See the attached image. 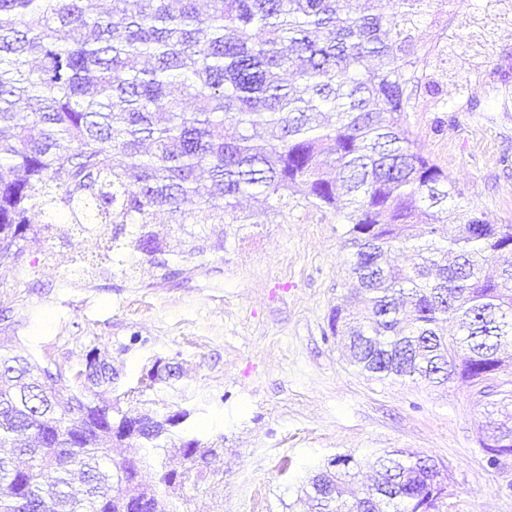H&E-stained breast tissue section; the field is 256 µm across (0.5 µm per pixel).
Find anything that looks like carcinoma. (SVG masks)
I'll return each instance as SVG.
<instances>
[{"instance_id":"1","label":"carcinoma","mask_w":512,"mask_h":512,"mask_svg":"<svg viewBox=\"0 0 512 512\" xmlns=\"http://www.w3.org/2000/svg\"><path fill=\"white\" fill-rule=\"evenodd\" d=\"M437 0H0V257L18 255L28 213L81 230L112 225L100 259L163 252L154 216L240 224V198L273 211L288 200L340 214L365 311L336 306L349 363L377 380L477 386L512 366V224L451 210L448 174L407 128L443 38L420 51ZM291 75L292 80L285 79ZM130 224L136 237L125 240ZM413 253L408 269L379 262ZM456 324L451 336L440 324ZM112 367L96 353L54 375L0 354V512H156L146 474L175 450L194 470L201 442L160 418L96 400ZM507 392L489 429L512 440ZM144 433L145 453L117 461L115 425ZM498 468L507 448H485ZM395 466L357 495L362 466ZM308 480L318 512H416L430 460L405 450L330 461Z\"/></svg>"}]
</instances>
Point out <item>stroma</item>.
I'll use <instances>...</instances> for the list:
<instances>
[{
	"label": "stroma",
	"instance_id": "1",
	"mask_svg": "<svg viewBox=\"0 0 512 512\" xmlns=\"http://www.w3.org/2000/svg\"><path fill=\"white\" fill-rule=\"evenodd\" d=\"M448 0L422 17V47L455 29L434 72L447 111L418 93L413 138L493 224H512V15ZM241 224L160 222L167 267L100 263L97 233L34 211L15 262L0 265V345L41 365L82 369L97 351L117 372L105 400L157 415L185 410L186 429L221 448L198 512H313L309 477L339 455L405 449L432 459L447 485L433 512H512V461L488 467L479 432L487 398L358 375L329 329L353 282L343 220L290 203L277 214L246 200ZM175 374L147 385L155 364Z\"/></svg>",
	"mask_w": 512,
	"mask_h": 512
}]
</instances>
